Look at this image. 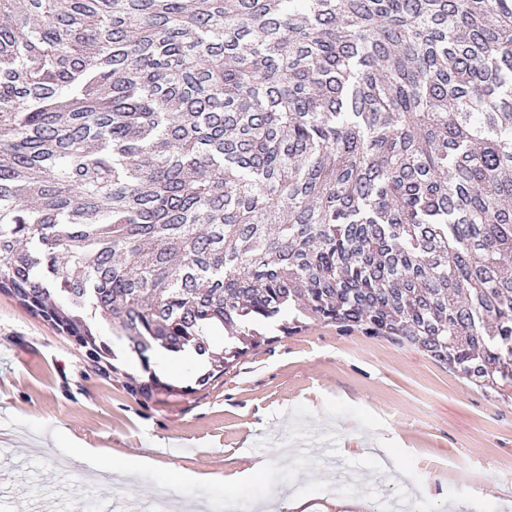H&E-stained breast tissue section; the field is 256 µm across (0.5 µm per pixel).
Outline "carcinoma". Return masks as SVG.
Listing matches in <instances>:
<instances>
[{"label": "carcinoma", "instance_id": "cac0c4a2", "mask_svg": "<svg viewBox=\"0 0 512 512\" xmlns=\"http://www.w3.org/2000/svg\"><path fill=\"white\" fill-rule=\"evenodd\" d=\"M0 292L144 399L303 318L511 383L512 0H0Z\"/></svg>", "mask_w": 512, "mask_h": 512}]
</instances>
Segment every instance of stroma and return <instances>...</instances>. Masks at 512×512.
Instances as JSON below:
<instances>
[{
	"mask_svg": "<svg viewBox=\"0 0 512 512\" xmlns=\"http://www.w3.org/2000/svg\"><path fill=\"white\" fill-rule=\"evenodd\" d=\"M196 372L163 364L178 390L138 399L0 294V512H61L47 487L90 472L97 502L122 487L145 499L177 476L180 501L232 512L290 496L311 512H373L383 487L427 512H512V384L486 391L415 346L311 320L206 386ZM83 445L101 449L97 465L68 460ZM139 455L151 467L123 476ZM257 461L260 477L224 486Z\"/></svg>",
	"mask_w": 512,
	"mask_h": 512,
	"instance_id": "stroma-1",
	"label": "stroma"
}]
</instances>
